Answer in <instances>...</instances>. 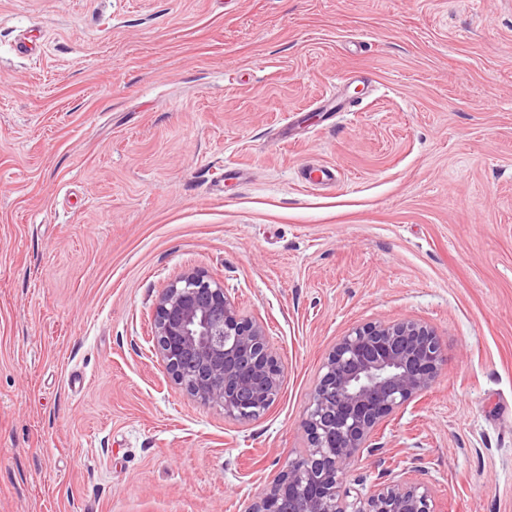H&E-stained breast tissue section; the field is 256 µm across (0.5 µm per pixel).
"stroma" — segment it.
Returning a JSON list of instances; mask_svg holds the SVG:
<instances>
[{
  "label": "stroma",
  "instance_id": "stroma-1",
  "mask_svg": "<svg viewBox=\"0 0 512 512\" xmlns=\"http://www.w3.org/2000/svg\"><path fill=\"white\" fill-rule=\"evenodd\" d=\"M188 271L280 356L254 421L152 350ZM403 319L445 363L345 485L512 512V0H0V512H248L336 341Z\"/></svg>",
  "mask_w": 512,
  "mask_h": 512
}]
</instances>
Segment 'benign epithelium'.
<instances>
[{
  "mask_svg": "<svg viewBox=\"0 0 512 512\" xmlns=\"http://www.w3.org/2000/svg\"><path fill=\"white\" fill-rule=\"evenodd\" d=\"M153 348L191 397L245 423L281 395L284 371L262 322L244 317L219 281L189 272L158 297ZM445 362L440 338L411 320L368 323L322 364L302 423L308 446L250 512H435L430 489L396 474L369 494L343 486L376 428L427 391Z\"/></svg>",
  "mask_w": 512,
  "mask_h": 512,
  "instance_id": "obj_1",
  "label": "benign epithelium"
}]
</instances>
